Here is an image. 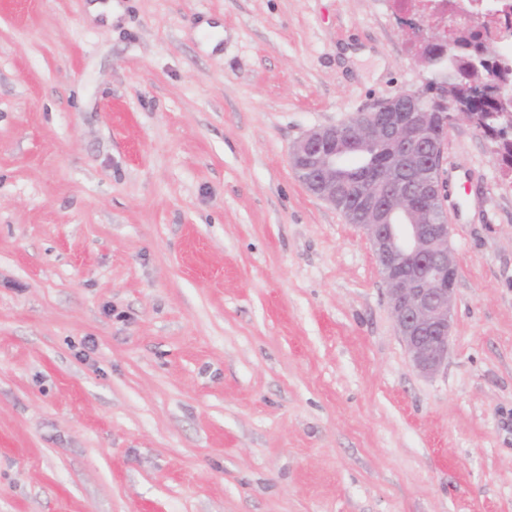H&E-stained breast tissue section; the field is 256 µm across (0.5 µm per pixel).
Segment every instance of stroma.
Returning <instances> with one entry per match:
<instances>
[{
  "instance_id": "35a3bbf8",
  "label": "stroma",
  "mask_w": 512,
  "mask_h": 512,
  "mask_svg": "<svg viewBox=\"0 0 512 512\" xmlns=\"http://www.w3.org/2000/svg\"><path fill=\"white\" fill-rule=\"evenodd\" d=\"M116 3L0 0V512H512L491 140L448 128L431 377L365 231L289 161L422 87L393 0Z\"/></svg>"
}]
</instances>
